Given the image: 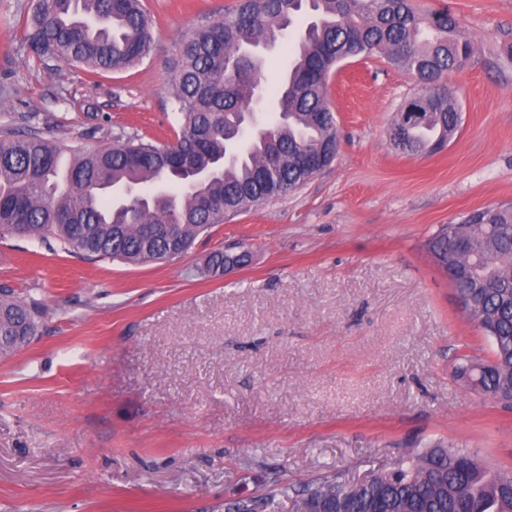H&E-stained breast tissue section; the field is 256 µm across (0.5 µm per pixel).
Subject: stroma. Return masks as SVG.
I'll list each match as a JSON object with an SVG mask.
<instances>
[{"label": "stroma", "instance_id": "35a3bbf8", "mask_svg": "<svg viewBox=\"0 0 512 512\" xmlns=\"http://www.w3.org/2000/svg\"><path fill=\"white\" fill-rule=\"evenodd\" d=\"M35 0H0V125L35 114L71 149L126 131L175 138L169 64L237 0H144L154 48L102 72L27 61ZM445 8L475 52L450 78L461 124L412 155L391 125L413 76L377 53L328 80L336 159L161 265L0 238V287L33 295L38 332L0 358V512H224L271 481H350L442 443L512 470V410L458 377L491 346L426 243L467 212L512 204V0ZM246 265L213 276L230 244Z\"/></svg>", "mask_w": 512, "mask_h": 512}]
</instances>
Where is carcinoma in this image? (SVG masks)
<instances>
[{
  "instance_id": "obj_1",
  "label": "carcinoma",
  "mask_w": 512,
  "mask_h": 512,
  "mask_svg": "<svg viewBox=\"0 0 512 512\" xmlns=\"http://www.w3.org/2000/svg\"><path fill=\"white\" fill-rule=\"evenodd\" d=\"M298 28L282 79L263 86L260 49ZM153 30L141 0H38L25 23L27 59L100 71L128 69L147 58ZM381 53L414 74L415 107L426 125L396 115L389 136L402 151L435 153L458 131L461 114L448 76L473 54L446 10L422 13L409 0H241L180 43L172 71L178 130L157 144L119 133L110 145L73 152L28 124L0 127V235L50 239L68 252L132 265L163 264L187 252L203 232L258 203L290 195L328 162L339 144L327 83L342 61ZM284 117L236 160L191 191L176 185L145 206L112 191L171 181L175 166L209 170L252 104L257 85ZM466 241L464 250L454 249ZM436 263L455 272L456 299L489 339L491 359L460 368L477 393L512 404V206L473 210L444 224L428 241ZM246 254L218 251L212 273L242 265ZM31 297L0 288V357L28 346L38 329ZM512 512V476L474 454L432 448L403 458L365 482L329 473L299 486L272 483L266 493L224 503V512Z\"/></svg>"
}]
</instances>
